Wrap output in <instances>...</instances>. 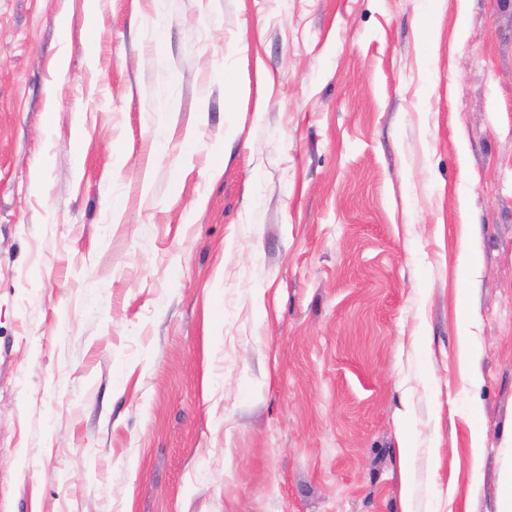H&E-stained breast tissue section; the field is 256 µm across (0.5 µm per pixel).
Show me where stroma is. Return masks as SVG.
Here are the masks:
<instances>
[{
    "instance_id": "stroma-1",
    "label": "stroma",
    "mask_w": 512,
    "mask_h": 512,
    "mask_svg": "<svg viewBox=\"0 0 512 512\" xmlns=\"http://www.w3.org/2000/svg\"><path fill=\"white\" fill-rule=\"evenodd\" d=\"M83 22L0 0V512H499L512 0Z\"/></svg>"
}]
</instances>
